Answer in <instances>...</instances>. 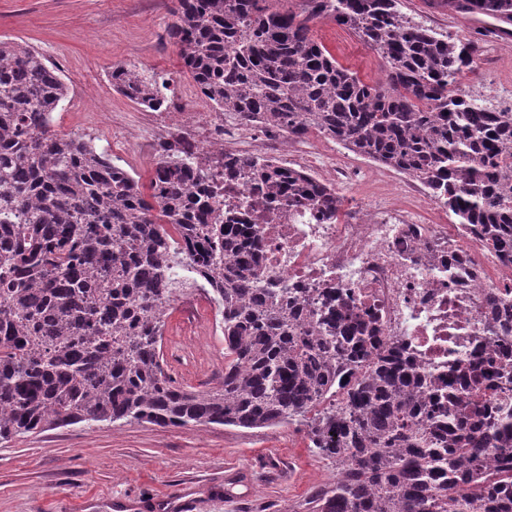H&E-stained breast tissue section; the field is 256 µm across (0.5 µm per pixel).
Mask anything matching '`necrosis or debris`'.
<instances>
[{
    "mask_svg": "<svg viewBox=\"0 0 512 512\" xmlns=\"http://www.w3.org/2000/svg\"><path fill=\"white\" fill-rule=\"evenodd\" d=\"M133 132L151 149L182 136L191 151L213 161L224 219L252 225L260 239L263 281L297 290L315 307L333 300L372 311L382 342L402 349L426 373L420 398L436 418L448 416L449 373L490 356L512 366V335L495 333L492 321L493 305L512 306V263L492 256L462 225L442 218L421 223L383 197L344 204L333 222L309 202L268 206L269 184L227 176L217 157L325 169L338 183L356 175L306 137L221 112H189L178 97L161 111L138 113Z\"/></svg>",
    "mask_w": 512,
    "mask_h": 512,
    "instance_id": "4bbe7bcc",
    "label": "necrosis or debris"
}]
</instances>
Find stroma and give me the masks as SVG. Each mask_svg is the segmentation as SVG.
Here are the masks:
<instances>
[{"instance_id": "obj_1", "label": "stroma", "mask_w": 512, "mask_h": 512, "mask_svg": "<svg viewBox=\"0 0 512 512\" xmlns=\"http://www.w3.org/2000/svg\"><path fill=\"white\" fill-rule=\"evenodd\" d=\"M414 21L472 39L476 25L435 0H403ZM171 0H0V39L25 43L59 70L68 95L54 114L58 133H88L132 176L148 181L154 159L135 148L128 122L139 104L112 87V68L134 66L168 80L170 93L196 85L169 34ZM315 39L342 48L344 64L380 80L383 63L352 31L314 22ZM461 90L478 88L493 103L512 99V39L489 38L480 70ZM323 149L337 163L361 169L337 186L343 199L368 200L377 191L404 193L405 175L355 155L329 138ZM217 309L202 300L175 304L163 340L164 359L178 383L204 389L224 378V337ZM336 472L333 460L310 446L299 423L272 428L161 427L127 422L49 430L0 444V512H113L112 499H130L135 512H310L312 497Z\"/></svg>"}]
</instances>
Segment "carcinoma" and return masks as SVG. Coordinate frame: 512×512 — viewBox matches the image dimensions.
Returning a JSON list of instances; mask_svg holds the SVG:
<instances>
[{
    "instance_id": "1",
    "label": "carcinoma",
    "mask_w": 512,
    "mask_h": 512,
    "mask_svg": "<svg viewBox=\"0 0 512 512\" xmlns=\"http://www.w3.org/2000/svg\"><path fill=\"white\" fill-rule=\"evenodd\" d=\"M462 15L512 23V0H446ZM172 38L219 112L316 132L420 180L512 262V110L460 93L481 46L423 26L401 0H173ZM354 31L383 61L374 83L316 42L311 23ZM112 86L154 108L168 84L119 65ZM68 87L38 51L0 40V443L77 424L270 428L303 420L336 476L312 512H512V408L496 403L425 428L423 377L381 343L375 316L309 309L262 285L246 229L226 224L208 175L177 139L163 143L158 181L144 186L88 134L60 135ZM291 202L342 205L302 171L224 157ZM200 192L192 194L188 184ZM189 268L217 305L224 380L187 388L167 372L163 332ZM470 383L512 384L489 359Z\"/></svg>"
}]
</instances>
